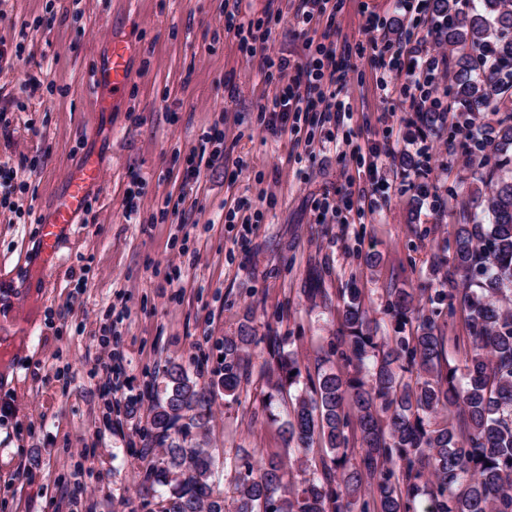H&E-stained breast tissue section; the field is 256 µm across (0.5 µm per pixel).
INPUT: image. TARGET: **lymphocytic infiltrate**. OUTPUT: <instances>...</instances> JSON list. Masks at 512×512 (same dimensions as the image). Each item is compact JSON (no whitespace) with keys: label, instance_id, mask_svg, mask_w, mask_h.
Segmentation results:
<instances>
[{"label":"lymphocytic infiltrate","instance_id":"f902f5d3","mask_svg":"<svg viewBox=\"0 0 512 512\" xmlns=\"http://www.w3.org/2000/svg\"><path fill=\"white\" fill-rule=\"evenodd\" d=\"M242 0H229L224 6V28L234 32L241 51L248 61L258 64L265 80L282 77L275 94L263 109L269 114L268 128L280 136L289 132L300 133L302 123L321 122L332 124L327 132V144H338L336 133L343 125L347 108L336 97L337 87L347 80L346 67L336 60V42L331 32H324L322 42L308 50L303 59L275 57L268 53L267 43L272 33V23L278 20L275 12L264 17L247 21L240 18ZM375 64L388 72L406 73L407 79L399 89L408 111L418 113L433 108V93L439 83L448 79V53L440 42L426 43L415 28H407L403 37L392 41L382 40L374 56ZM384 148L375 147L370 151L368 166L369 188L359 189L357 194H345L340 203L322 199L315 205L319 215L338 213L340 208H352L354 199L367 201L377 206L379 193L384 184L379 178L383 166Z\"/></svg>","mask_w":512,"mask_h":512}]
</instances>
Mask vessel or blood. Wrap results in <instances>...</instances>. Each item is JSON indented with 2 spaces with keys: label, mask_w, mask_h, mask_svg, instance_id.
<instances>
[{
  "label": "vessel or blood",
  "mask_w": 512,
  "mask_h": 512,
  "mask_svg": "<svg viewBox=\"0 0 512 512\" xmlns=\"http://www.w3.org/2000/svg\"><path fill=\"white\" fill-rule=\"evenodd\" d=\"M128 52L127 45L114 43L106 63L100 64L93 74L94 84L107 88L116 100L123 97L133 78ZM100 182L99 170L90 160L72 173L66 194L56 199L51 219L41 226L38 249L47 265L59 264L63 238L86 207L90 188Z\"/></svg>",
  "instance_id": "obj_1"
}]
</instances>
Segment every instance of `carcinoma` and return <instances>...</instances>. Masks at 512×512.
<instances>
[{
	"label": "carcinoma",
	"instance_id": "obj_1",
	"mask_svg": "<svg viewBox=\"0 0 512 512\" xmlns=\"http://www.w3.org/2000/svg\"><path fill=\"white\" fill-rule=\"evenodd\" d=\"M442 19L438 35L454 71L446 112H422L425 131H441L448 113L473 125L499 115L477 142L495 158L479 185L461 189L452 252L436 256L440 287L427 304L413 288L387 291L391 336L378 335L358 288L340 292V341L302 374L283 341L268 337L276 391L289 393L287 444L307 453L319 443L321 468L297 484L281 461L235 458L233 512H512V0H428ZM467 311V343L445 351L439 319ZM243 325L224 338V373L208 385L172 361L153 401L151 441L162 454L141 475L156 512H227L214 493V457L201 446L216 390L237 402L249 381L251 349ZM360 443L350 456V439Z\"/></svg>",
	"mask_w": 512,
	"mask_h": 512
}]
</instances>
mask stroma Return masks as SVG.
<instances>
[{
  "label": "stroma",
  "instance_id": "obj_1",
  "mask_svg": "<svg viewBox=\"0 0 512 512\" xmlns=\"http://www.w3.org/2000/svg\"><path fill=\"white\" fill-rule=\"evenodd\" d=\"M271 5L283 19L268 53L302 58L291 0H243L241 15L256 19ZM48 16L51 27H39ZM371 17L392 32L408 23L396 0H341L336 47L348 59L339 97L350 112L341 129L349 143L335 152L323 148L316 125L269 133L261 107L277 85L225 30L224 0H0V49L9 58L0 65V112L10 120L0 163L18 167L24 181L14 193L20 212L0 208V512H82L89 500L94 512H149L138 475L152 461L142 448L168 362L199 383L217 380L224 339L246 322L261 339L289 338L313 372L336 340L341 288H359L386 333L388 288L438 287L432 265L454 238L455 191L478 160L449 132H420L398 92L402 77L382 76L373 64ZM121 37L136 46V78L124 101L102 112L90 76ZM383 78L392 94L380 90ZM218 121L223 166L203 168L197 185L184 186L186 158ZM383 143L387 201L316 223L318 200L368 186L363 158ZM406 152L419 175L401 170ZM91 155L103 173L92 210L63 239L57 268H45L40 224ZM34 156L37 173L21 171ZM134 180L141 194L130 220L124 200ZM170 198L180 199L178 211L166 210ZM237 200L260 210V223H225ZM370 253L380 255L378 266L366 264ZM311 271L327 305L303 291ZM106 346L122 357L123 386L112 396L91 374ZM267 358L261 342L239 403L219 395L212 407L214 490L228 503L226 463L238 449L288 462L293 481L319 463V452L302 459L288 450L283 404L263 406L275 382Z\"/></svg>",
  "mask_w": 512,
  "mask_h": 512
}]
</instances>
